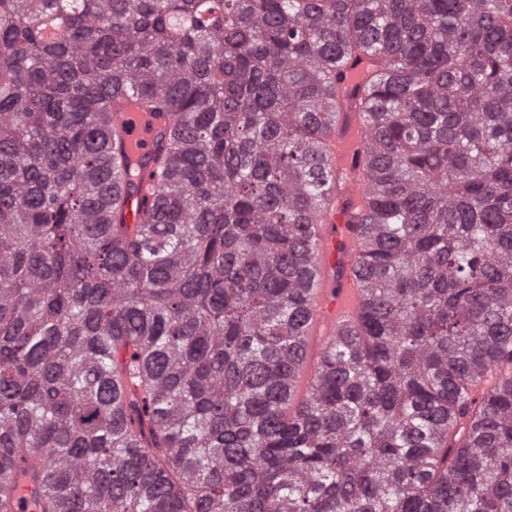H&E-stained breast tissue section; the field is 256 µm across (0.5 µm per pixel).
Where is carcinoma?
<instances>
[{
    "mask_svg": "<svg viewBox=\"0 0 512 512\" xmlns=\"http://www.w3.org/2000/svg\"><path fill=\"white\" fill-rule=\"evenodd\" d=\"M123 91L179 115L132 226ZM353 97L365 312L292 413ZM20 450L37 512H512V0H0V512Z\"/></svg>",
    "mask_w": 512,
    "mask_h": 512,
    "instance_id": "obj_1",
    "label": "carcinoma"
}]
</instances>
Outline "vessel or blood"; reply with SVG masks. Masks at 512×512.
<instances>
[{
  "label": "vessel or blood",
  "mask_w": 512,
  "mask_h": 512,
  "mask_svg": "<svg viewBox=\"0 0 512 512\" xmlns=\"http://www.w3.org/2000/svg\"><path fill=\"white\" fill-rule=\"evenodd\" d=\"M112 125L122 134L128 154H140L134 181L137 191L127 196V223H139L143 212L152 207L157 196L154 191V165L150 163L157 136L167 129V122L147 121L134 100L127 99L111 107ZM369 131L357 118L343 122L338 134L327 140V153L343 186L336 205L331 206L322 224L309 226L322 257L309 276L310 304L304 334L309 342L324 344L336 333L359 324L364 308L362 280L359 275L362 238L358 226L367 210L369 185L356 165ZM38 488L34 479L19 474L14 498V512H36Z\"/></svg>",
  "instance_id": "1"
}]
</instances>
